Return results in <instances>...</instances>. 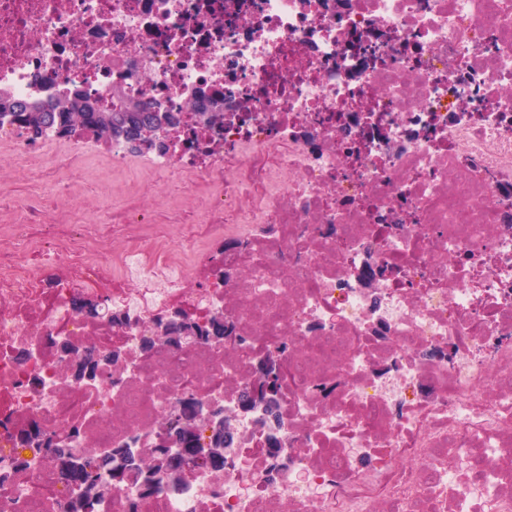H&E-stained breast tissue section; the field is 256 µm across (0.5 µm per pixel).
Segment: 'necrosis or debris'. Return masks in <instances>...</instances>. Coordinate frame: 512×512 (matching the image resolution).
Segmentation results:
<instances>
[{
  "label": "necrosis or debris",
  "mask_w": 512,
  "mask_h": 512,
  "mask_svg": "<svg viewBox=\"0 0 512 512\" xmlns=\"http://www.w3.org/2000/svg\"><path fill=\"white\" fill-rule=\"evenodd\" d=\"M74 87L163 97L181 124L153 164L224 220L174 239L135 212L115 249L35 194L36 232L0 224L30 255L0 253V466L26 464L0 512L75 495L23 433L136 450L190 397L237 418L223 469L127 477L97 512H512V0H0V93ZM193 95L231 105L219 137L194 131ZM55 138L0 126L47 189ZM174 310L222 311L227 334L148 376ZM64 342L127 370L76 379ZM279 346L270 433L242 398Z\"/></svg>",
  "instance_id": "1"
}]
</instances>
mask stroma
<instances>
[{"mask_svg": "<svg viewBox=\"0 0 512 512\" xmlns=\"http://www.w3.org/2000/svg\"><path fill=\"white\" fill-rule=\"evenodd\" d=\"M54 150L67 165L69 189L47 191L42 200L46 219L75 217L83 224H116L127 206L154 212L171 237L185 225L197 223L199 196L187 178L152 171L143 155L128 154L121 163L106 166L98 148L86 149L59 140ZM37 177L34 170L14 161L0 147V213L19 217V205L28 197Z\"/></svg>", "mask_w": 512, "mask_h": 512, "instance_id": "35a3bbf8", "label": "stroma"}]
</instances>
